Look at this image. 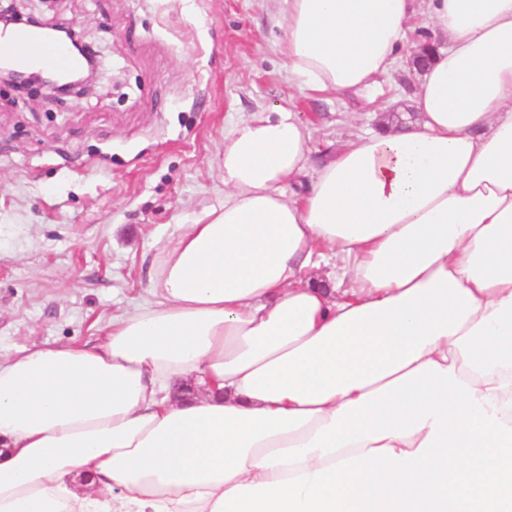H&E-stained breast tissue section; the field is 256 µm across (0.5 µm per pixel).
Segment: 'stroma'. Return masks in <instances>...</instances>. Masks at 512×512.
Wrapping results in <instances>:
<instances>
[{
  "label": "stroma",
  "mask_w": 512,
  "mask_h": 512,
  "mask_svg": "<svg viewBox=\"0 0 512 512\" xmlns=\"http://www.w3.org/2000/svg\"><path fill=\"white\" fill-rule=\"evenodd\" d=\"M101 47L98 95L57 103L0 85V360L95 341L156 300L166 243L224 200V133L293 104L314 158L417 120L419 4L399 66L368 91L299 94L281 53L282 0H17Z\"/></svg>",
  "instance_id": "stroma-1"
}]
</instances>
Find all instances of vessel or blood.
<instances>
[{
    "label": "vessel or blood",
    "instance_id": "vessel-or-blood-1",
    "mask_svg": "<svg viewBox=\"0 0 512 512\" xmlns=\"http://www.w3.org/2000/svg\"><path fill=\"white\" fill-rule=\"evenodd\" d=\"M0 55L7 57L9 63L20 67L49 63L56 70L66 71L77 65L76 59L63 46L23 27L0 35Z\"/></svg>",
    "mask_w": 512,
    "mask_h": 512
}]
</instances>
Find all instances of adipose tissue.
I'll return each mask as SVG.
<instances>
[{
  "label": "adipose tissue",
  "instance_id": "adipose-tissue-1",
  "mask_svg": "<svg viewBox=\"0 0 512 512\" xmlns=\"http://www.w3.org/2000/svg\"><path fill=\"white\" fill-rule=\"evenodd\" d=\"M283 3L303 93L374 86L416 9ZM428 9L416 123L296 196L308 126L254 112L156 302L0 364V512H512V0Z\"/></svg>",
  "mask_w": 512,
  "mask_h": 512
}]
</instances>
